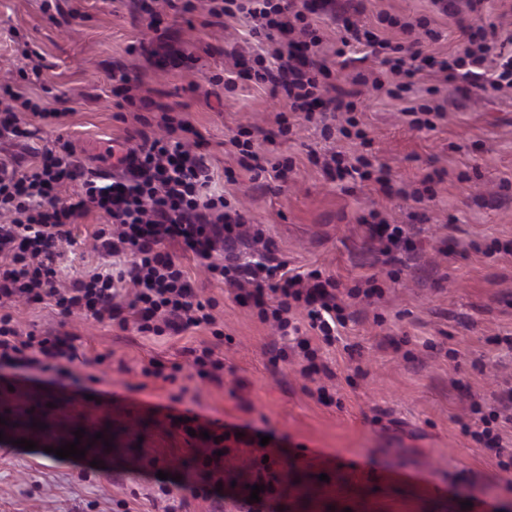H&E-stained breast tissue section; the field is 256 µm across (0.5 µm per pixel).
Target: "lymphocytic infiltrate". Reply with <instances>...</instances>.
Returning <instances> with one entry per match:
<instances>
[{"instance_id":"obj_1","label":"lymphocytic infiltrate","mask_w":512,"mask_h":512,"mask_svg":"<svg viewBox=\"0 0 512 512\" xmlns=\"http://www.w3.org/2000/svg\"><path fill=\"white\" fill-rule=\"evenodd\" d=\"M348 10L344 0H323L316 14L307 0H209L207 13L232 19L246 15L254 38L276 44L271 51L255 48L254 82L282 96L289 111L309 118L317 102L329 111L348 113L347 124L340 129L347 137L356 123L352 113L357 104L345 93H331L322 83L327 68L318 59L319 39L313 27L322 18L335 19ZM349 35L383 55L394 81L388 85L377 81L373 87L390 99L407 102L415 126H422L423 115L442 112L439 104L410 103L417 70L406 66L402 44L369 30L354 28ZM462 35L464 41L454 53L429 58V65L445 80H462L482 93L512 91V54L504 53L496 27H466ZM21 109L44 120L58 116L27 98L16 83L0 84L1 140L20 142L29 137L17 116ZM163 128V136L134 150L132 165L118 177L75 162L66 145L58 151L45 150L26 171L0 162V372H35L72 403L85 402L90 393L82 378L67 367L73 359L69 335L22 333L13 313L20 302L45 303L66 316L81 313L101 321L119 318L124 309L120 300L129 293L139 333L160 336L215 325L214 303L198 300L182 262L167 249L171 243L183 244L210 277L251 285L259 319L273 322L281 336L297 332L294 313L301 308L310 329L318 331L325 343L335 341L345 316L334 280L321 278L315 270L292 275L281 263L258 262L242 268L212 262L218 249L245 239L258 243L262 235L244 229L241 217L226 212L223 195L211 192L212 177L203 156L185 148L180 138L190 131L189 122L167 116ZM73 181L81 186L76 199L60 198V188ZM93 209L103 218L92 234L93 249L111 262L71 281L57 260L73 242L72 225ZM183 398V393L171 394L170 405L161 410L164 419L174 427L180 417H188L189 428L208 432L211 443L196 455L192 471L181 473L176 481H159L163 512H177L192 499L222 504L225 494L218 485L224 480V459L219 452L227 435L239 433L253 441L260 433L249 424L212 420L189 409L178 411ZM268 446L266 458L253 460L246 476L247 485L260 486L261 492L257 501L244 503V512H269L282 493V474L276 465L285 443L274 437Z\"/></svg>"}]
</instances>
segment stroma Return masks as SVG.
<instances>
[{
  "label": "stroma",
  "instance_id": "stroma-1",
  "mask_svg": "<svg viewBox=\"0 0 512 512\" xmlns=\"http://www.w3.org/2000/svg\"><path fill=\"white\" fill-rule=\"evenodd\" d=\"M0 0V83L17 79L22 49L36 52L39 76L21 84L34 101L62 111L46 121L21 113L32 133L24 164L37 153L69 144L74 157L111 172L96 141L126 143L139 132L162 134L161 115L190 121L184 138L204 155L216 185L247 226L263 232L276 262L295 272L317 270L338 283L348 317L340 337L325 344L311 336L317 373L293 338L261 322L253 299L211 278L180 245L179 257L198 299L213 300L216 329L142 335L135 326L62 316L53 307L16 304L23 332L64 330L77 357L71 370L88 387L115 395L112 403L70 406L42 386L33 412L50 424L35 449L0 452V512H158V492L143 475L150 463L190 470L205 449L200 437L160 425L151 409L187 388L185 407L226 423L274 431L288 454L278 468L285 490L277 512H512V423L497 421L501 451L474 434L500 412L512 388V93L464 98L433 73L415 77V99L438 88L443 116L416 129L402 102L376 92L391 81L388 66L365 47L345 44L341 23L322 24L320 52L327 85L359 91V138L324 137L320 126L296 124L269 88L241 78L253 66L241 21L210 20L206 0H157L158 28L130 0ZM357 25L378 28L390 14L428 19L437 41L425 52L446 55L460 45V26L502 23L512 35V0H482L461 20L433 0H362ZM169 43L183 56L155 67L141 44ZM122 63L127 85L112 79ZM370 83L355 88L356 74ZM256 128L262 168L250 180L229 140L239 127ZM367 157L372 177L351 178L332 154ZM289 160L286 179L275 164ZM421 201H414L413 192ZM102 218L91 212L74 225L64 258L69 278L103 262L91 249ZM403 225L407 245L384 255L370 232L381 222ZM221 337H214V330ZM213 348L223 358L219 379L200 377L193 353ZM103 363H96L97 355ZM158 365L161 376H145ZM176 374V383L166 380ZM113 428L116 444L94 460L47 457L50 439L77 429Z\"/></svg>",
  "mask_w": 512,
  "mask_h": 512
}]
</instances>
